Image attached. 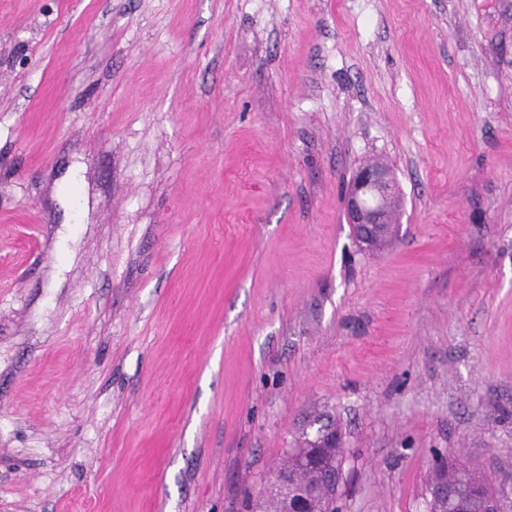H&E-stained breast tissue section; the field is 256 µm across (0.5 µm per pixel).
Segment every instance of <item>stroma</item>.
Wrapping results in <instances>:
<instances>
[{
  "mask_svg": "<svg viewBox=\"0 0 512 512\" xmlns=\"http://www.w3.org/2000/svg\"><path fill=\"white\" fill-rule=\"evenodd\" d=\"M322 414L341 512L512 480V0H0V512H247ZM396 187L389 167L370 163L352 176L347 200L349 224L359 244L375 249L393 230ZM444 463L448 465V472H443L439 469H436L435 472H432V476L429 482L430 487L428 490V494L430 496L428 504L429 508L431 500L448 498V490L451 492H456L463 490L467 486L481 485L484 487V490L487 494L495 493L492 486L485 482V479L481 473L468 463H449L448 461H444ZM442 480L448 481V485L445 482L435 483Z\"/></svg>",
  "mask_w": 512,
  "mask_h": 512,
  "instance_id": "35a3bbf8",
  "label": "stroma"
}]
</instances>
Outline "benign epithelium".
Masks as SVG:
<instances>
[{
  "label": "benign epithelium",
  "mask_w": 512,
  "mask_h": 512,
  "mask_svg": "<svg viewBox=\"0 0 512 512\" xmlns=\"http://www.w3.org/2000/svg\"><path fill=\"white\" fill-rule=\"evenodd\" d=\"M396 187L389 167L370 163L352 176L347 200V214L357 242L368 249L380 245L392 232V208ZM483 512H509L512 486L502 487L495 495L482 499Z\"/></svg>",
  "instance_id": "7a95c632"
}]
</instances>
